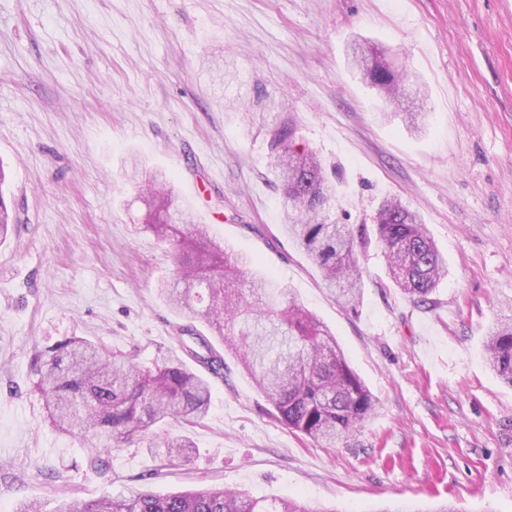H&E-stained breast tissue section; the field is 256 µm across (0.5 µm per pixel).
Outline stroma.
Instances as JSON below:
<instances>
[{"label": "stroma", "mask_w": 512, "mask_h": 512, "mask_svg": "<svg viewBox=\"0 0 512 512\" xmlns=\"http://www.w3.org/2000/svg\"><path fill=\"white\" fill-rule=\"evenodd\" d=\"M355 39L426 82L422 134L351 72ZM260 91L339 177L345 223L393 196L423 216L448 259L430 304L390 287L371 235L362 300L337 304L281 229L268 136L246 117ZM0 160L21 217L0 245V512L21 497L54 512L64 485L96 499L203 483L337 512H512V385L483 353L512 303V0H0ZM134 160L332 330L374 416L318 447L228 356L204 420L161 427L192 441L190 461L142 439L87 468L86 441L49 424L31 354L71 336L148 365L176 348L172 249L138 229Z\"/></svg>", "instance_id": "stroma-1"}]
</instances>
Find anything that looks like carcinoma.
Here are the masks:
<instances>
[{
  "label": "carcinoma",
  "mask_w": 512,
  "mask_h": 512,
  "mask_svg": "<svg viewBox=\"0 0 512 512\" xmlns=\"http://www.w3.org/2000/svg\"><path fill=\"white\" fill-rule=\"evenodd\" d=\"M375 53L354 48L353 63L363 80L396 110L424 101L415 85L414 98L403 83L406 68L382 65ZM252 122L266 128L272 170L282 193L283 231L320 271L336 301L356 309L363 294L356 258L355 231L332 218L336 183L322 159L298 144L297 126L287 117L251 112ZM146 195L141 229L174 248L176 278L160 295L182 318L179 333L198 349L182 350L213 375L224 369V355L198 331L203 323L226 344L257 390L294 432L329 446L352 432L379 408V400L349 365L336 337L295 298L281 304L287 286L273 277L249 276L248 263L209 237L206 225L194 223L175 204L170 178L157 171L132 179ZM19 217L0 194V243L12 235ZM376 238L387 258L393 285L411 301L430 303V295L448 275V260L438 251L422 216L399 197L381 202L372 217ZM487 364L512 384V314L496 320L485 336ZM49 422L73 437L91 439L88 463L95 471L105 456L130 445L168 418L202 421L209 409L210 384L172 352L150 366L130 356L105 351L72 336L32 354ZM189 438L156 436L154 453L168 461L188 460ZM56 512H336L294 499L252 497L224 487L189 492L106 495L85 500L64 490Z\"/></svg>",
  "instance_id": "obj_1"
}]
</instances>
